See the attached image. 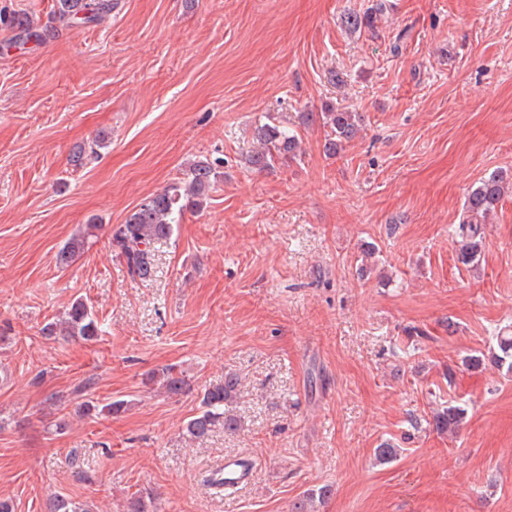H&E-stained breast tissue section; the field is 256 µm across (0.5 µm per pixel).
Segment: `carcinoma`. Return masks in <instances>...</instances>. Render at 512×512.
<instances>
[{"label": "carcinoma", "instance_id": "cac0c4a2", "mask_svg": "<svg viewBox=\"0 0 512 512\" xmlns=\"http://www.w3.org/2000/svg\"><path fill=\"white\" fill-rule=\"evenodd\" d=\"M117 6L116 0H55L54 14L66 26L92 24L100 21ZM383 4L377 3L362 14L348 13L343 25L351 33L374 30ZM3 23L19 30L21 36L3 46V50H22L30 39L40 40L41 33L33 29V22L26 15L3 19ZM302 124H319L324 130V150L330 156L340 154L364 130L365 116L341 103H328L319 112L302 113ZM302 139L295 130L282 125L278 118L268 113L265 122L255 128L253 147L244 156V163L255 170L273 173L280 166L302 158ZM221 172L208 160L190 163L184 177L152 196L132 213L123 224L113 227L111 243L122 257L130 272L146 280L154 272L152 245L168 239L173 225L180 223L187 210L202 206ZM512 195V175L506 171L490 174L471 189L466 199V210L472 220L458 225L461 237L458 261L464 266H475L482 255L484 231L482 224L493 215L502 200ZM86 233H80L66 242L57 254L63 265L74 262L84 253ZM100 327L93 312L82 300H75L61 318L46 323L42 333L46 336H63L91 340L99 335ZM470 369L490 365L512 373V331L505 329L495 336V344L487 351L468 355L462 360ZM162 388L177 395L189 389L185 376L173 367L161 369ZM239 378L229 374L224 382L206 388L201 396L200 408L186 424V435L191 439L207 437L216 426L226 432L240 427V420L227 414L224 405L233 401L239 392ZM127 403L115 400L98 406L92 400L82 403V410L90 413L97 409L112 415L124 412ZM466 409L450 404L433 412V426L440 433L454 436L465 419ZM332 494L330 486L311 489L291 505V512H314L315 503L323 502ZM46 512H89V508L68 497L56 494L46 501Z\"/></svg>", "mask_w": 512, "mask_h": 512}]
</instances>
